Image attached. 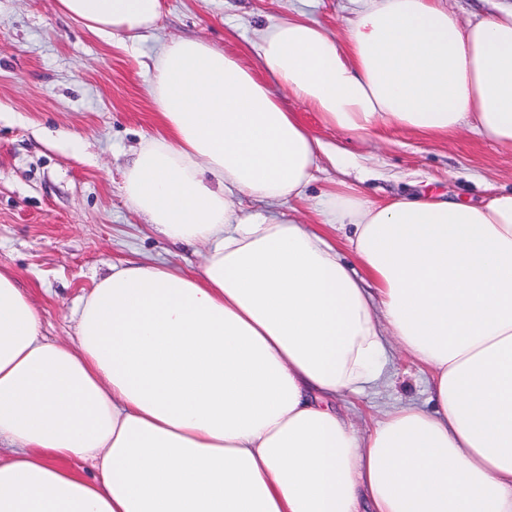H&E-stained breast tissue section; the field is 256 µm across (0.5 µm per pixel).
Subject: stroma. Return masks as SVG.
Masks as SVG:
<instances>
[{
	"mask_svg": "<svg viewBox=\"0 0 512 512\" xmlns=\"http://www.w3.org/2000/svg\"><path fill=\"white\" fill-rule=\"evenodd\" d=\"M367 0H163L158 26L137 43L105 39L63 15L57 0H0V267L41 311L51 340L76 334L75 308L110 266L148 259L195 269L193 248L156 234L122 191L123 172L143 138L162 125L148 64L173 37L206 41L257 67L259 23L302 15L342 38ZM289 110L335 156H321L290 216L309 222L321 193L342 181L369 199L449 197L473 204L512 191V149L470 131L430 139L377 128L362 138L326 127L304 103ZM430 373L393 355L382 387L345 397L372 425L381 409L429 403Z\"/></svg>",
	"mask_w": 512,
	"mask_h": 512,
	"instance_id": "stroma-1",
	"label": "stroma"
}]
</instances>
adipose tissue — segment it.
I'll list each match as a JSON object with an SVG mask.
<instances>
[{
  "instance_id": "ef3b65f1",
  "label": "adipose tissue",
  "mask_w": 512,
  "mask_h": 512,
  "mask_svg": "<svg viewBox=\"0 0 512 512\" xmlns=\"http://www.w3.org/2000/svg\"><path fill=\"white\" fill-rule=\"evenodd\" d=\"M58 8L133 41L162 0ZM253 47L256 70L164 42L165 131L123 173L154 231L199 245L198 271L112 267L67 342L0 269V512H512V193L379 204L340 182L319 227L270 211L325 149L286 92L356 135L470 127L512 148V9L464 28L442 0H374L344 43L290 16ZM243 195L265 210L240 215ZM326 225L350 226L358 268ZM394 351L429 371L436 408L362 430L333 400L383 385Z\"/></svg>"
}]
</instances>
